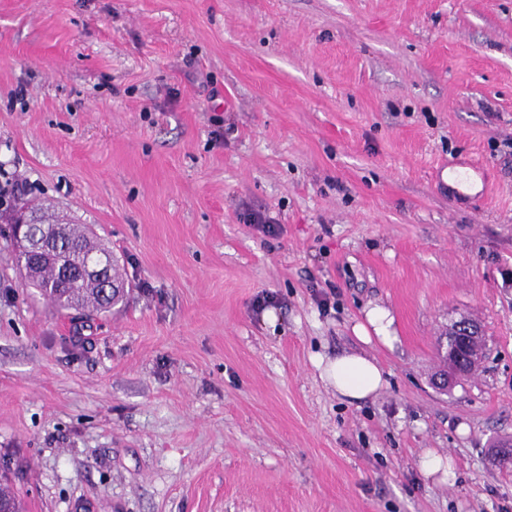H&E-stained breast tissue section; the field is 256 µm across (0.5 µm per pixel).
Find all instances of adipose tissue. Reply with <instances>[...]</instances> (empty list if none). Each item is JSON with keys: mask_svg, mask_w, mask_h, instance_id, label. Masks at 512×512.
<instances>
[{"mask_svg": "<svg viewBox=\"0 0 512 512\" xmlns=\"http://www.w3.org/2000/svg\"><path fill=\"white\" fill-rule=\"evenodd\" d=\"M321 377L337 395L351 403L371 398L386 385L382 368L374 357L359 352H343L317 362Z\"/></svg>", "mask_w": 512, "mask_h": 512, "instance_id": "1", "label": "adipose tissue"}]
</instances>
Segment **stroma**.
Returning a JSON list of instances; mask_svg holds the SVG:
<instances>
[{
  "instance_id": "stroma-1",
  "label": "stroma",
  "mask_w": 512,
  "mask_h": 512,
  "mask_svg": "<svg viewBox=\"0 0 512 512\" xmlns=\"http://www.w3.org/2000/svg\"><path fill=\"white\" fill-rule=\"evenodd\" d=\"M469 159L487 195L436 182ZM11 184L129 284L60 315L0 221V481L26 512H512V0H0ZM374 307L392 345L356 336ZM464 317L486 356L442 391ZM351 351L387 374L354 404L315 365Z\"/></svg>"
}]
</instances>
